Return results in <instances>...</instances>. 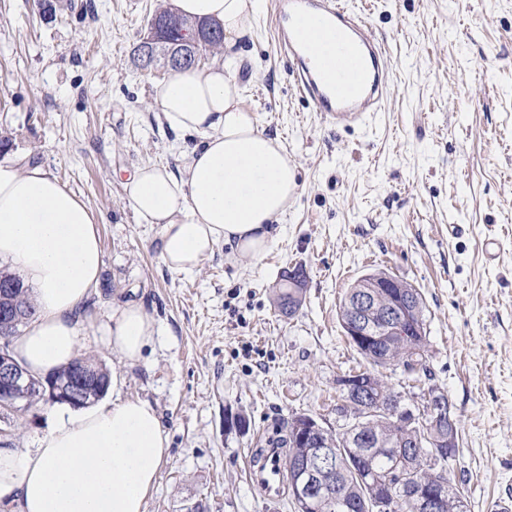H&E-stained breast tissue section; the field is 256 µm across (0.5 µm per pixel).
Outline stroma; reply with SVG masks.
I'll return each mask as SVG.
<instances>
[{"instance_id": "stroma-1", "label": "stroma", "mask_w": 512, "mask_h": 512, "mask_svg": "<svg viewBox=\"0 0 512 512\" xmlns=\"http://www.w3.org/2000/svg\"><path fill=\"white\" fill-rule=\"evenodd\" d=\"M392 57L391 92L365 125L336 126L296 86L258 0L237 45L243 105L279 138L299 191L259 258L223 246L197 271H170L159 227L141 223L124 184L136 167L177 169L194 136L168 128L157 97L170 72L134 49L173 0H0V158L39 164L94 210L103 250L80 356L117 371L121 396L150 402L170 442L146 512H295L245 472L259 435L295 415L334 430L338 379L367 363L337 312L348 288L384 270L427 306L425 373L386 376L403 405L447 395L462 452L450 479L468 512H492L512 486V0H347ZM467 231L451 236L449 225ZM500 251L488 261L486 235ZM307 276L291 317L277 307L288 269ZM141 304L159 334L135 363L107 344L112 311ZM55 406L9 414L18 449L35 447ZM249 430L231 425L237 414Z\"/></svg>"}]
</instances>
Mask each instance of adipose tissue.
I'll return each mask as SVG.
<instances>
[{
    "mask_svg": "<svg viewBox=\"0 0 512 512\" xmlns=\"http://www.w3.org/2000/svg\"><path fill=\"white\" fill-rule=\"evenodd\" d=\"M256 4L174 0L180 14L220 25L228 50L250 35ZM158 106L169 128L198 137L178 170L146 164L126 183L139 219L160 228L164 265L194 272L222 245L261 256L298 192L297 173L284 145L243 107L229 63L175 73ZM2 264L32 285L36 306L13 343L16 359L41 376L71 362L103 266L98 220L43 166L0 160ZM158 333L155 320L130 302L113 313L108 344L119 361L135 362ZM168 451V435L147 401L116 396L68 407L35 447L0 448V503L16 512H145Z\"/></svg>",
    "mask_w": 512,
    "mask_h": 512,
    "instance_id": "obj_1",
    "label": "adipose tissue"
}]
</instances>
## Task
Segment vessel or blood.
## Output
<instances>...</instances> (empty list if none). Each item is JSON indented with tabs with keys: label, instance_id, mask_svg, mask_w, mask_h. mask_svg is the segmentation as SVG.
<instances>
[{
	"label": "vessel or blood",
	"instance_id": "obj_1",
	"mask_svg": "<svg viewBox=\"0 0 512 512\" xmlns=\"http://www.w3.org/2000/svg\"><path fill=\"white\" fill-rule=\"evenodd\" d=\"M278 41L301 95L336 123H367L382 111L389 93L384 73L392 62L368 18L349 11L343 0H275ZM329 33L340 51L335 61L318 58L312 38ZM250 483L264 498L283 489L281 453L268 449L258 466H247Z\"/></svg>",
	"mask_w": 512,
	"mask_h": 512
}]
</instances>
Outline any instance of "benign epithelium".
Instances as JSON below:
<instances>
[{
    "instance_id": "7a95c632",
    "label": "benign epithelium",
    "mask_w": 512,
    "mask_h": 512,
    "mask_svg": "<svg viewBox=\"0 0 512 512\" xmlns=\"http://www.w3.org/2000/svg\"><path fill=\"white\" fill-rule=\"evenodd\" d=\"M171 24L173 21L169 18H161L140 43L138 53L143 66L149 67L157 63V47L164 41L165 28ZM177 31L181 35V53L172 54L163 60L165 67L173 73L193 57L196 46L211 37V33L198 26L179 25ZM372 287L397 289L395 304L389 308L376 307L367 297L360 298L352 309L350 324L346 326L348 335L357 338L411 335L412 331L406 326V322L411 320V294L406 282L401 278L385 276L373 280ZM25 313L26 307L15 299L0 307V405L14 413L24 412L30 407V396L37 394L39 398L52 404L66 403L73 408H80L103 395L108 385L99 383L98 376L86 370L78 361L72 362L70 366L42 382L33 378L15 360L10 346V328L22 320ZM338 385L342 391L353 397L365 398L372 394V385L364 376H344L340 378ZM376 404L405 419V423L413 427H425L430 421L454 424L448 400L435 388L429 389L425 404L420 408L412 409L390 398L385 401L379 399ZM325 432L327 428L311 416L298 415L293 418L294 438L313 449V454L309 457L299 458L293 455L288 460V469L292 474L291 493L303 512H317L319 502L328 496L323 486L318 492L310 489L314 481L319 479V472L330 468L336 460L335 444L321 438ZM404 490L408 497L416 501L420 512L442 510V496L430 482L422 480L404 487Z\"/></svg>"
}]
</instances>
